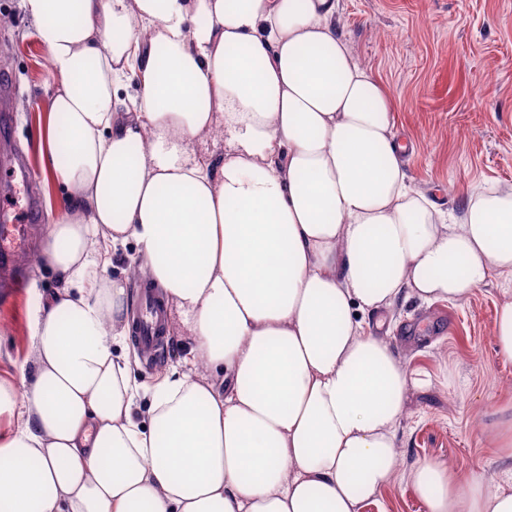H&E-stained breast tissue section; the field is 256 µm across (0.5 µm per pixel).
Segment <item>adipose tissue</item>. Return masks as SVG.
<instances>
[{"label":"adipose tissue","mask_w":512,"mask_h":512,"mask_svg":"<svg viewBox=\"0 0 512 512\" xmlns=\"http://www.w3.org/2000/svg\"><path fill=\"white\" fill-rule=\"evenodd\" d=\"M22 3L65 203L38 260L64 286L0 379V512H362L401 476L424 512H512V469L402 472L409 390L431 379L370 322L512 275V188L470 187L449 220L411 186L339 0ZM130 242L182 348L142 420L115 351L132 295L97 274Z\"/></svg>","instance_id":"obj_1"}]
</instances>
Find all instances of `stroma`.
Wrapping results in <instances>:
<instances>
[{
	"instance_id": "obj_1",
	"label": "stroma",
	"mask_w": 512,
	"mask_h": 512,
	"mask_svg": "<svg viewBox=\"0 0 512 512\" xmlns=\"http://www.w3.org/2000/svg\"><path fill=\"white\" fill-rule=\"evenodd\" d=\"M0 79L11 82V120L0 128V155L16 151L39 162L42 129L54 79L22 0H0ZM340 29L353 53L390 90L398 133L411 140L407 171L414 187L439 190L443 209L460 211L475 184L512 187V0H340ZM44 203L29 229L21 287H0V378L18 376L29 349V319L38 297L58 286L37 260L62 193L43 173L29 190L0 195L22 208L27 192ZM512 277L497 276L456 303L411 300L390 314L388 327L403 363L432 383L410 391L399 432L404 468L444 460L496 481L504 465L488 451L490 428L512 412V362L495 350L493 322ZM138 407L146 409L172 348L147 363L133 339Z\"/></svg>"
}]
</instances>
